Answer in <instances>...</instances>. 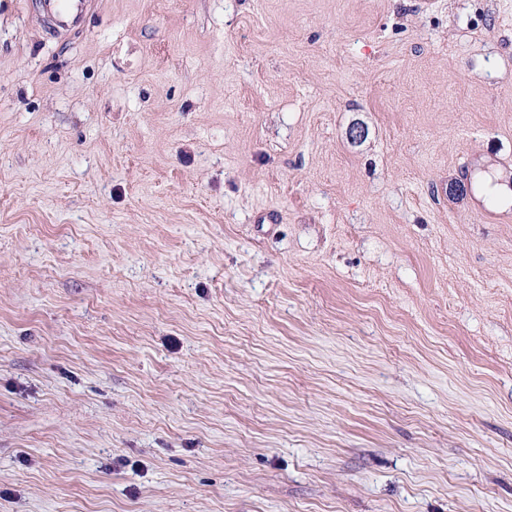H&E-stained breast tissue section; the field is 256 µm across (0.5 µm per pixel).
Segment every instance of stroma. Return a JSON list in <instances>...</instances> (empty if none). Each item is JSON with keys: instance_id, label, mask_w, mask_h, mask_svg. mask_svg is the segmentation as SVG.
<instances>
[{"instance_id": "1", "label": "stroma", "mask_w": 512, "mask_h": 512, "mask_svg": "<svg viewBox=\"0 0 512 512\" xmlns=\"http://www.w3.org/2000/svg\"><path fill=\"white\" fill-rule=\"evenodd\" d=\"M0 0V512H512V0ZM52 29L75 30L82 26L92 0H44Z\"/></svg>"}]
</instances>
